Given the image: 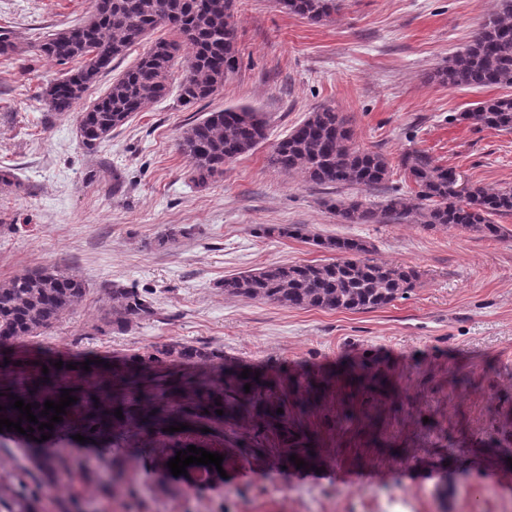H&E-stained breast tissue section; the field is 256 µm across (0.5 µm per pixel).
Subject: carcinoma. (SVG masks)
<instances>
[{
	"mask_svg": "<svg viewBox=\"0 0 512 512\" xmlns=\"http://www.w3.org/2000/svg\"><path fill=\"white\" fill-rule=\"evenodd\" d=\"M341 0H279L290 13L320 24L340 10ZM166 28L172 39L159 38L132 66L112 81L108 91L78 113L79 141L90 152L98 149L116 129L148 104L169 93L168 77L178 56L184 55L186 74L179 85V99L193 106L224 88L239 68L234 0H94L87 19L55 32L38 45V51L59 65L73 64L65 76L48 84L41 99L48 111L72 112L86 92L112 71V62L151 31ZM435 78L443 84L465 88L512 87V0H500L499 8L477 29L469 44L440 68ZM462 119L503 131L512 130V96L490 98L461 114ZM264 113L249 106L228 107L184 129L178 141L190 163L191 181L206 188L224 177V165L255 149L267 139ZM268 164L285 173L299 172L320 186L377 187L391 174L382 154L356 146L348 118L330 107L317 108L279 140L268 155ZM400 165L415 185L409 196L394 195L383 203L334 200L341 224H381L412 219L427 229L461 228L485 238L509 235L494 216L512 215V186L487 187L477 183L458 189L453 173L433 164L428 155L412 150ZM311 242L334 258L322 263L270 264L224 278V294L277 303L288 308L366 311L381 308L415 287L417 271L370 257L371 250L359 239L314 235ZM84 283L57 266L19 273L0 283V345L38 336L62 320L84 298ZM153 313L151 292L135 287L112 286V308L103 318L108 330L124 331ZM154 367L168 363L220 366L224 355L189 345H160L134 355ZM40 384L3 403L0 419L20 417L15 401L35 405L38 423L22 421L41 437L38 429L49 417L41 415L47 400L58 402L61 391L51 382ZM241 377L224 373L218 391L205 388L207 397L229 409L244 408ZM84 419L107 424L108 414L95 400H82ZM216 468L206 467L183 483L200 488L212 482Z\"/></svg>",
	"mask_w": 512,
	"mask_h": 512,
	"instance_id": "cac0c4a2",
	"label": "carcinoma"
}]
</instances>
